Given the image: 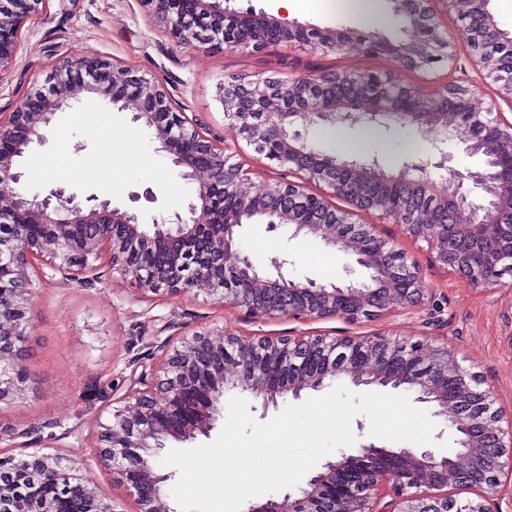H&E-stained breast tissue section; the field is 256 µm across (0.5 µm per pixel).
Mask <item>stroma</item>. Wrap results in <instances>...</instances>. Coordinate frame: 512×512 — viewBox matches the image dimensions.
<instances>
[{
	"mask_svg": "<svg viewBox=\"0 0 512 512\" xmlns=\"http://www.w3.org/2000/svg\"><path fill=\"white\" fill-rule=\"evenodd\" d=\"M382 21H365L345 12L338 0H311L293 12L274 0H230V8L254 9L275 18L326 29L344 27L389 39L401 38L394 25L390 0H377ZM109 57L162 78L174 101L204 133L234 142L236 134L224 117L221 88L226 81L249 80L278 73L312 70L358 73L382 72L393 83L422 87L446 75V65L428 71L396 67L387 57L357 51L329 52L272 46L260 53L191 50L174 46L162 26L146 14L137 0H48L46 7L22 27L10 69L0 73V114L11 112L32 84L43 82L59 57ZM107 128L72 122L59 113L57 124L67 127L66 163L45 179L30 181V192L42 194L58 185L96 194L114 205L135 206L142 223L182 210L192 197L193 184L181 180L178 167L158 152L152 130L132 122L130 113L99 101ZM136 133L141 147L138 164L113 161V145ZM323 152L343 157H378L399 166L413 146L422 144L412 128L384 131L371 127L314 129ZM111 166L117 185L110 191L83 180L90 159ZM179 183L178 196L168 194L167 180ZM153 190L156 202L130 203L129 193ZM353 220L372 225L375 233L395 244L423 270V287L430 303L384 313L371 321L350 324L332 316L318 321L293 317L269 318L247 308L192 291L158 296L136 289L113 271L108 255L95 262L93 279L69 271H54L46 260L29 270L32 279L29 353L23 362L31 376L33 397L0 404V451L23 457L33 452L61 455L83 465L97 493L113 503L116 512H136L137 504L112 470L99 460L97 434L109 422L118 401L140 389L141 381L158 363L168 344L196 332L208 331L215 340L225 332L250 336L408 337L426 345H445L459 363L481 375L504 417L512 418V274L498 286L478 288L454 269L435 259L428 244L407 234L403 225L375 213L357 212ZM242 249L257 257L286 258L289 278H309L344 284L364 280L353 255L338 252L317 238L292 237L288 228L269 231L251 223L240 230Z\"/></svg>",
	"mask_w": 512,
	"mask_h": 512,
	"instance_id": "stroma-1",
	"label": "stroma"
}]
</instances>
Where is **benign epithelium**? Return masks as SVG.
<instances>
[{
    "instance_id": "1",
    "label": "benign epithelium",
    "mask_w": 512,
    "mask_h": 512,
    "mask_svg": "<svg viewBox=\"0 0 512 512\" xmlns=\"http://www.w3.org/2000/svg\"><path fill=\"white\" fill-rule=\"evenodd\" d=\"M45 0H17L19 7L0 9V73L13 62L24 22ZM166 29L178 47L208 45L232 51L259 52L265 43L245 40L239 32L270 30L277 43L313 51L345 52L358 48L385 56L396 66L429 70L438 63L454 65L456 41L468 48L472 68L495 97L477 111L471 105L474 89L460 80H446L427 88L392 84L379 73L310 71L265 77L245 83H224V116L234 122L238 136L275 165L296 172L299 180H283L253 193L237 148L207 136L187 121L158 77L147 78L135 69L106 58L59 59L42 85H34L0 119V404L30 396V375L19 366L27 352L32 297L29 269L47 256L58 268L83 271L89 257L109 255L112 269L134 279L142 291L174 296L195 288L218 300L243 306L265 316H295L309 321L340 316L350 323L370 321L382 313L419 305L426 289L416 261L377 236L373 227L350 220L349 213L331 209L328 196L339 197L357 211H374L404 225L414 238L427 242L441 263L471 251L455 265L474 286L488 288L512 271V248L502 245L512 236L503 223L512 214V121L500 112L498 100L512 104V76L499 71L496 56L466 32L465 20L481 14L497 40L512 46V32L499 28L490 0H467L455 34L441 29L434 0H394L393 22L409 37L397 42L347 29L307 28L274 17L237 11L221 0H139ZM105 100L132 121L154 130L159 151L181 168L180 176L197 182L185 212L153 220L148 228L132 209L108 199L58 186L45 196L24 190L26 173L18 167L29 146L46 141V130L57 113L73 106L80 96ZM414 126L428 143V151L405 158L396 170H385L377 159H347L309 148L314 126L336 128ZM463 136L466 151L487 157L486 167L466 173L447 166L445 146ZM399 183L410 186L417 205L405 197L374 193L371 187ZM322 184L329 195L309 191ZM236 206L224 208V197ZM431 199L454 217L452 224H425L419 202ZM314 203L331 214L326 224H313L300 209ZM259 220L273 231L293 227L292 236L322 239L335 250L355 256L368 273L365 282L344 286L314 279L298 282L283 268L288 260L270 256L259 261L239 251L238 229ZM47 232L32 237L31 229ZM238 252L237 263L224 266V254ZM160 254L162 262L144 273L129 264L134 254ZM302 345L326 357L324 367L306 368ZM411 367L395 380L381 354L392 349ZM353 384L410 385L416 401L434 403L459 434V449H390L369 443L355 454H341L309 477L303 494L286 493L253 502L246 512H375L373 505L384 486L397 501L393 512H490L487 501L499 493L501 475L512 473V439L505 440L502 412L494 407L492 391L476 373L462 367L447 347H423L418 342L392 341L385 336H239L228 334L214 342L206 333L186 336L171 345L144 388L135 391L132 407H115L101 426L98 449L102 462L136 499L137 512H173L165 483L169 476L156 468L166 442L207 436L223 417L224 389L249 391L275 404L288 394L319 390L338 373ZM458 388L448 402V386ZM44 466L48 479L64 481L80 492L82 506L74 512H114L80 470L65 457L33 452L24 458L0 455V478ZM463 483L476 497L458 502L446 495L424 496L425 484L446 487Z\"/></svg>"
}]
</instances>
